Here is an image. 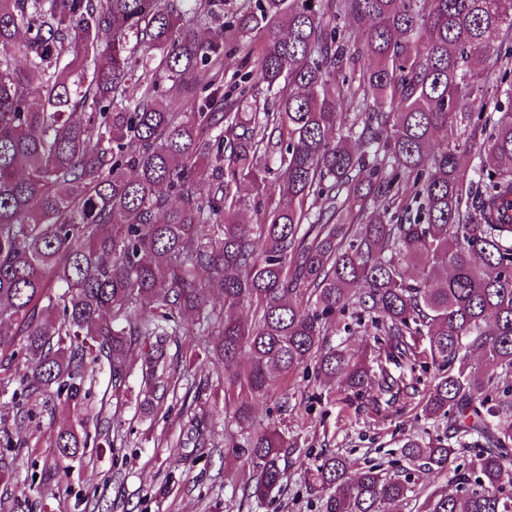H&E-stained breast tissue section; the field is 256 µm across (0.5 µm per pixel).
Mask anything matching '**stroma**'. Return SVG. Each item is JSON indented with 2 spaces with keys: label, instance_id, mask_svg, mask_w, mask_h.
Here are the masks:
<instances>
[{
  "label": "stroma",
  "instance_id": "1",
  "mask_svg": "<svg viewBox=\"0 0 512 512\" xmlns=\"http://www.w3.org/2000/svg\"><path fill=\"white\" fill-rule=\"evenodd\" d=\"M197 351L195 327L185 324L166 345L167 363L183 379L162 400L145 392L143 358L133 357L119 398L105 400V429L88 423L85 457L64 470L51 440L53 431L73 422L72 409L38 395L19 406L11 392L0 391V461L7 464L0 473V512H325L314 480L322 455L392 470L400 464L401 439L432 428L421 413L432 373L421 374L398 413L378 390L357 395L341 378L310 368L278 380L255 401L251 425H240L224 400L223 364L199 359ZM269 423L284 429L298 450L288 457L280 491L260 501L245 483V459L231 451L250 427Z\"/></svg>",
  "mask_w": 512,
  "mask_h": 512
}]
</instances>
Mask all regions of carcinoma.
<instances>
[{"label":"carcinoma","instance_id":"obj_1","mask_svg":"<svg viewBox=\"0 0 512 512\" xmlns=\"http://www.w3.org/2000/svg\"><path fill=\"white\" fill-rule=\"evenodd\" d=\"M224 6L0 0V387L22 361L20 395L78 406L87 367L106 362L115 392L147 337L142 381L163 396L178 381L165 342L190 312L205 358L237 363L224 400L248 423L278 378L311 363L357 394L382 387V356L327 344L355 309L413 365L425 342L437 373L421 412L445 430L406 438L409 468L394 474L321 458L325 512H381L415 492L417 472L450 469L455 488L426 492L417 512H512V111L493 122L475 200L468 145L448 140L455 122L482 121L491 71L471 58L498 62L487 37L512 31V0ZM342 15L368 24L341 30ZM255 32L227 98L224 58ZM245 180L253 224L238 219ZM52 444L62 461L86 448L72 426ZM295 450L278 426L253 429L235 449L253 496L280 490Z\"/></svg>","mask_w":512,"mask_h":512}]
</instances>
